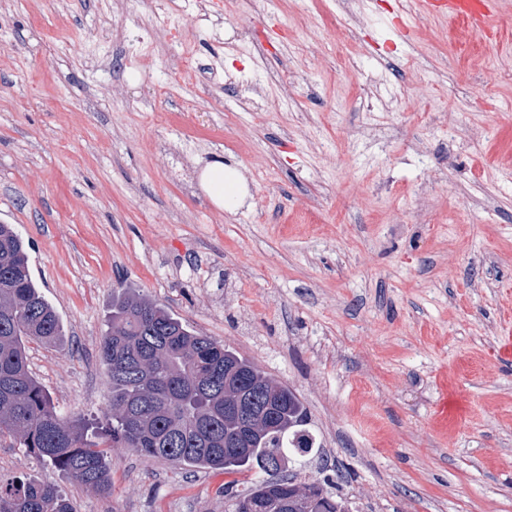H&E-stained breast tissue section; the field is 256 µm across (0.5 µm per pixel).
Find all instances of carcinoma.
<instances>
[{
	"mask_svg": "<svg viewBox=\"0 0 512 512\" xmlns=\"http://www.w3.org/2000/svg\"><path fill=\"white\" fill-rule=\"evenodd\" d=\"M65 335L34 282L25 242L0 224V444L24 448L72 482L108 494L100 443L150 458L250 477L233 512H345L321 482L285 474L290 451L314 445L306 407L233 348L204 336L142 295L112 301L99 358L112 381V431H93L56 406L29 368L25 341ZM285 458L272 467L274 454ZM0 512H76L52 484L0 477Z\"/></svg>",
	"mask_w": 512,
	"mask_h": 512,
	"instance_id": "carcinoma-1",
	"label": "carcinoma"
}]
</instances>
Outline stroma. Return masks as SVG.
<instances>
[{"instance_id": "stroma-1", "label": "stroma", "mask_w": 512, "mask_h": 512, "mask_svg": "<svg viewBox=\"0 0 512 512\" xmlns=\"http://www.w3.org/2000/svg\"><path fill=\"white\" fill-rule=\"evenodd\" d=\"M0 0V224L65 334L30 368L110 407L98 346L139 291L288 386L349 512H512V0L452 35L394 0ZM82 44V53L69 52ZM239 170L230 211L205 162ZM77 512H232L222 470L106 451Z\"/></svg>"}]
</instances>
